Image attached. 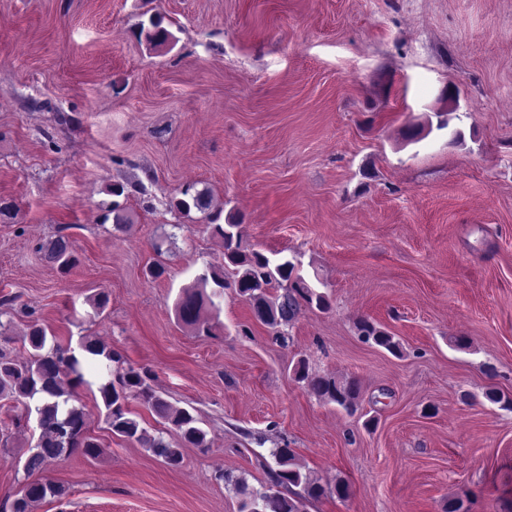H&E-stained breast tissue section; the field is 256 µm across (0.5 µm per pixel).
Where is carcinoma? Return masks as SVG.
<instances>
[{"mask_svg": "<svg viewBox=\"0 0 512 512\" xmlns=\"http://www.w3.org/2000/svg\"><path fill=\"white\" fill-rule=\"evenodd\" d=\"M171 37V32L163 27L162 16L156 15L150 19V27L145 31L149 46H163ZM183 195L185 198L173 202L177 210L187 212L194 208L205 213L211 209L212 195L209 190H197L191 195L186 189ZM105 218L112 219L117 230L131 223L130 212L117 203L109 207ZM208 228L224 243V266L232 269L233 288L250 304L259 321L282 328L281 340H286L287 328L299 315L303 305L313 304L321 310L329 308L326 296L315 292L303 277L293 275L294 264L291 261L281 259L274 262L263 252L243 244L237 221L210 223ZM40 251L50 265L61 269L74 266L71 243L64 235L41 244ZM210 280L217 287L225 288L221 275L215 272L210 276L203 274L194 285L183 289L175 310L183 324L214 336L218 324L211 323L208 315L218 309L215 299L221 293L207 292V282ZM357 331L364 341H372L388 351L399 348V342L393 336L367 319L357 323ZM28 344L30 354L23 361L0 352V396L36 400L34 412L40 429L38 442L30 449L23 466L25 492L14 501L13 512H31L32 503L66 494L63 485L42 477L54 462L76 451L93 459L99 456L100 444L89 432L85 413L71 404L74 389L90 385L86 379V369L92 361L106 360V375L101 377L98 392L106 410L105 423L113 434L139 442L170 467L182 462L181 448L172 446L160 434L149 435L140 422L131 417L128 401L133 399L179 432L184 442L196 447L206 446V432L197 426L193 414L165 400L150 384V376L146 372L128 366L117 375H112V364H121V357L98 340L84 339L80 345L81 353L77 354L67 348L48 345L46 329L34 325L28 334ZM296 374L319 399L334 403L349 413L356 410L360 396L356 380L311 375L303 363L297 366ZM270 454L277 470L269 485L251 489L242 480L227 479L232 490L241 496L239 512H303L301 495L294 488L303 487L310 498L325 494V489L302 471L296 462L294 449L285 445L271 449Z\"/></svg>", "mask_w": 512, "mask_h": 512, "instance_id": "1", "label": "carcinoma"}]
</instances>
